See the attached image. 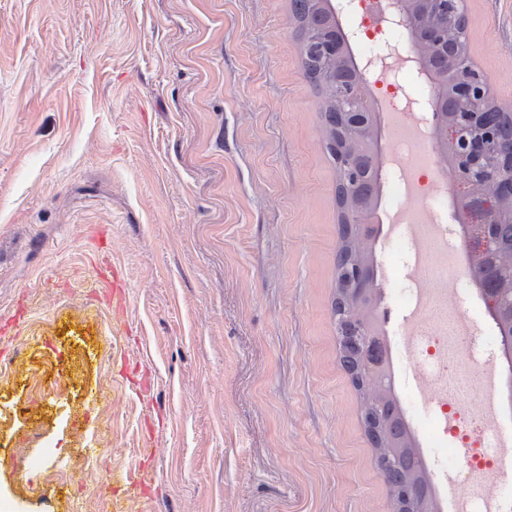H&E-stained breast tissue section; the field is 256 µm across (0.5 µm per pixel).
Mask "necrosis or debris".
<instances>
[{
    "label": "necrosis or debris",
    "instance_id": "necrosis-or-debris-1",
    "mask_svg": "<svg viewBox=\"0 0 512 512\" xmlns=\"http://www.w3.org/2000/svg\"><path fill=\"white\" fill-rule=\"evenodd\" d=\"M374 0H344L342 8L351 23L348 30L355 40L360 67L369 79V86L378 107L389 113L393 123L405 122L427 91L407 92L392 70L375 65L374 60L384 42L403 44V29L380 25ZM430 140L424 126H413L407 137L398 138L389 161V206L395 223L405 225V234L414 238L424 235L418 245V266L422 277L388 278L386 288L391 300L404 302L409 311L402 327L406 336L416 337L417 376L421 388L433 392L438 401L437 430L434 438L442 447H466L469 462L463 475L464 484L480 480L477 493L465 498L463 512H479L483 502L505 507L512 501L505 498L497 484L500 461L512 454V446L502 437L494 420L498 407L491 398H483L478 407L465 404L460 395L446 391L444 378L448 363L457 353L458 339L473 340L469 359L474 367L489 365L494 357L495 336L488 330L471 325L457 313L459 292L467 288L465 279L445 285L448 267L457 266L454 250L448 248V226L443 209L445 193L426 175L429 168L422 152Z\"/></svg>",
    "mask_w": 512,
    "mask_h": 512
}]
</instances>
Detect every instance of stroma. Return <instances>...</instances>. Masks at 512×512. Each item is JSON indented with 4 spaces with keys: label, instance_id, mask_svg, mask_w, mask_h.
Wrapping results in <instances>:
<instances>
[{
    "label": "stroma",
    "instance_id": "stroma-1",
    "mask_svg": "<svg viewBox=\"0 0 512 512\" xmlns=\"http://www.w3.org/2000/svg\"><path fill=\"white\" fill-rule=\"evenodd\" d=\"M290 3L0 0V512H390ZM464 7L512 110V0Z\"/></svg>",
    "mask_w": 512,
    "mask_h": 512
}]
</instances>
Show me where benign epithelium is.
<instances>
[{
	"instance_id": "1",
	"label": "benign epithelium",
	"mask_w": 512,
	"mask_h": 512,
	"mask_svg": "<svg viewBox=\"0 0 512 512\" xmlns=\"http://www.w3.org/2000/svg\"><path fill=\"white\" fill-rule=\"evenodd\" d=\"M385 18L412 33H417L415 14L404 7L403 0H383ZM343 29L330 27L318 35L310 37V42L325 51H339L343 48ZM448 73L476 74L478 80L451 81L440 84L432 101V126L445 153L455 163L453 175L458 186L455 204L458 218L463 224L465 236L471 251L481 257L486 283L502 279H512V267H505L495 260L498 249L496 226L502 216L493 206L492 196L512 198V140H504L496 127V122L485 118L489 112L488 101L492 90L488 81L468 55H448ZM337 105L344 119L346 137L336 139L330 151L341 184L351 192L364 183L377 177L375 158L369 155H356L346 148V139L361 140L373 144L374 113L370 102L358 83L342 85L337 97ZM488 188L492 194L468 191L470 185ZM365 268L360 264L350 266L343 273L350 302L361 305L371 299L364 288ZM490 295L493 309L499 321L501 341L512 346V290H484ZM382 334L373 332L360 348L361 358L373 367H378L377 351Z\"/></svg>"
}]
</instances>
